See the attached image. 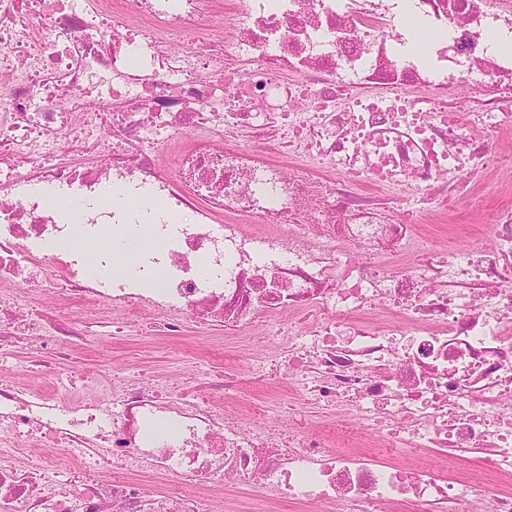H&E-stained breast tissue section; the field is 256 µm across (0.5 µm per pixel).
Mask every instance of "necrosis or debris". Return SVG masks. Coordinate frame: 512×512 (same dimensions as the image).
Segmentation results:
<instances>
[{
	"label": "necrosis or debris",
	"mask_w": 512,
	"mask_h": 512,
	"mask_svg": "<svg viewBox=\"0 0 512 512\" xmlns=\"http://www.w3.org/2000/svg\"><path fill=\"white\" fill-rule=\"evenodd\" d=\"M509 136L512 0H0V290L70 310L0 309V361L43 360L38 388L0 383V512H217L228 485L304 512H512V205L478 247L420 233L512 185ZM139 195L160 210L119 203ZM89 307L116 336L192 322L249 348L294 397L287 430L225 406L204 364L176 389L104 364L86 402L62 361ZM34 441L50 455L7 465Z\"/></svg>",
	"instance_id": "obj_1"
}]
</instances>
